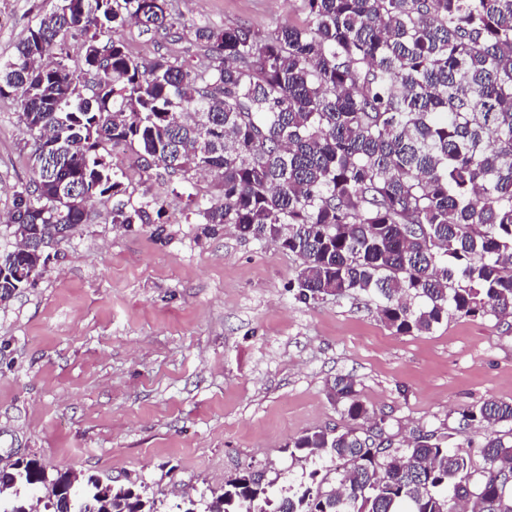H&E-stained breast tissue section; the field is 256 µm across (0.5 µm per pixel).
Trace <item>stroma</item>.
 <instances>
[{
  "mask_svg": "<svg viewBox=\"0 0 512 512\" xmlns=\"http://www.w3.org/2000/svg\"><path fill=\"white\" fill-rule=\"evenodd\" d=\"M46 0H0V60ZM184 22L158 41L130 24L118 38L139 58L199 60L194 29L244 25L267 34L306 18L302 0H175ZM135 199H157L162 227L114 224L109 200L54 246L37 283L0 304V457L48 470L130 476L164 512L223 488L247 465L283 486L307 466L288 444L348 421L329 400L336 375L387 418L402 443L458 425L464 408L512 402V318H454L403 336L369 298L305 304L296 258L226 228L187 223L179 178H147L131 149L113 157ZM29 178L18 106L0 98V249L14 246L13 195Z\"/></svg>",
  "mask_w": 512,
  "mask_h": 512,
  "instance_id": "obj_1",
  "label": "stroma"
}]
</instances>
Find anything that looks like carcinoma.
<instances>
[{"instance_id":"carcinoma-1","label":"carcinoma","mask_w":512,"mask_h":512,"mask_svg":"<svg viewBox=\"0 0 512 512\" xmlns=\"http://www.w3.org/2000/svg\"><path fill=\"white\" fill-rule=\"evenodd\" d=\"M307 22L262 36L198 26L204 61L140 60L112 36L132 22L167 37L172 0H50L0 62L19 106L31 176L8 222L25 247L0 252V302L31 285L19 269L114 199L113 224H153L123 199L102 153L134 147L143 172L210 174L218 199L188 194L194 223L269 241L299 260L295 298L367 296L399 335L458 317H512V0H304ZM70 34L82 38L71 64ZM327 395L351 422L288 443L328 460L279 491L248 466L176 512H512V403L485 399L463 426L492 429L471 451L422 433L381 447L382 423L338 375ZM72 486L70 496L57 493ZM160 512L148 486L0 466V512Z\"/></svg>"}]
</instances>
